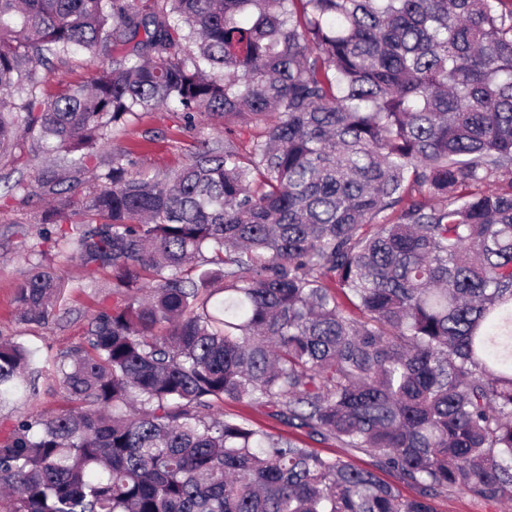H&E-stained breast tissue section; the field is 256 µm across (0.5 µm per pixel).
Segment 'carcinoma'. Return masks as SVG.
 <instances>
[{
  "label": "carcinoma",
  "mask_w": 512,
  "mask_h": 512,
  "mask_svg": "<svg viewBox=\"0 0 512 512\" xmlns=\"http://www.w3.org/2000/svg\"><path fill=\"white\" fill-rule=\"evenodd\" d=\"M77 51L97 76L48 93ZM159 106L224 115V142L161 178L116 151L71 210L69 171ZM29 154L53 202L31 251L111 270L117 301L49 361L68 407L0 441L6 512L512 499V0H0V160ZM63 289L36 265L16 320ZM32 362L0 340V406ZM224 415L233 414L242 416L252 422L255 426L262 427L273 433L282 434L284 436H290L292 438H298L305 440L317 451L324 455H345V449L340 448L335 442L330 441L327 443L316 444L309 439L300 431L294 428L288 427L275 419L269 417L265 410L253 408L243 403L226 400L224 403H220L214 408V413Z\"/></svg>",
  "instance_id": "1"
}]
</instances>
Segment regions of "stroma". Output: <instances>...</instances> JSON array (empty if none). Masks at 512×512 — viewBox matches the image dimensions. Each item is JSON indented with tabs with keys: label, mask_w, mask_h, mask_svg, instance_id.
Listing matches in <instances>:
<instances>
[{
	"label": "stroma",
	"mask_w": 512,
	"mask_h": 512,
	"mask_svg": "<svg viewBox=\"0 0 512 512\" xmlns=\"http://www.w3.org/2000/svg\"><path fill=\"white\" fill-rule=\"evenodd\" d=\"M205 138L223 140L221 115L199 112L189 122L182 113L161 106L115 128L110 151H129L138 171L150 176L162 175L184 164L199 140ZM48 207V200L40 193L15 194L0 183V338L24 341L34 350V366L41 372L34 395L0 409V438L7 435L19 417L47 418L66 407L63 393L46 373L48 361L78 345L90 318L111 307L114 301L109 272L85 278L76 258L52 251L43 264L65 283L64 295L52 321L45 326L16 321L15 290L28 277L35 262L28 247L36 239L39 220Z\"/></svg>",
	"instance_id": "1"
}]
</instances>
